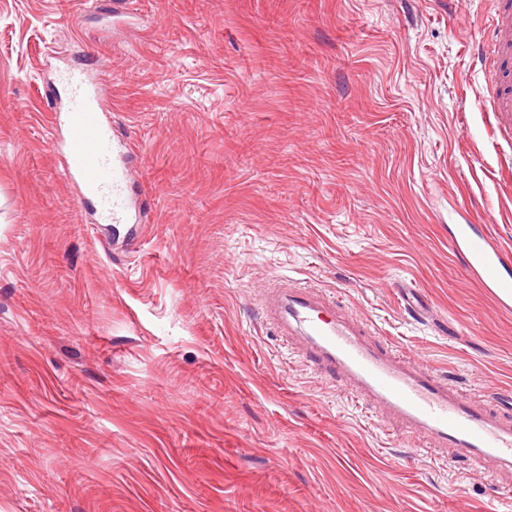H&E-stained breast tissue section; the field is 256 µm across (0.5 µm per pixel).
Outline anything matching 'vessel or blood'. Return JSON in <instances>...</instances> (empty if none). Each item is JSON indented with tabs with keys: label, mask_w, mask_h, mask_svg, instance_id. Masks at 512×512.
<instances>
[{
	"label": "vessel or blood",
	"mask_w": 512,
	"mask_h": 512,
	"mask_svg": "<svg viewBox=\"0 0 512 512\" xmlns=\"http://www.w3.org/2000/svg\"><path fill=\"white\" fill-rule=\"evenodd\" d=\"M489 38L479 47L486 75L484 108L491 130H512V0H492ZM52 87L65 94L53 106L49 145L63 157L62 173L78 189L76 203L99 222L127 224L126 249L141 240V214L125 192L136 154L112 137V115L96 72L76 66L57 70ZM449 244L500 307L512 305V248L489 226L457 224ZM264 308L281 335L300 334L306 360L350 393L379 409L407 433L438 448L454 449L476 469L512 468V421L488 411L418 362L372 344L364 325L349 321L317 291L280 284L263 292Z\"/></svg>",
	"instance_id": "b4317fda"
}]
</instances>
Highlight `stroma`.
I'll return each mask as SVG.
<instances>
[{"mask_svg": "<svg viewBox=\"0 0 512 512\" xmlns=\"http://www.w3.org/2000/svg\"><path fill=\"white\" fill-rule=\"evenodd\" d=\"M0 0V512H512L274 331L325 291L512 419V313L452 224L512 247V135L475 62L491 0ZM96 69L155 196L114 259L48 145Z\"/></svg>", "mask_w": 512, "mask_h": 512, "instance_id": "1", "label": "stroma"}]
</instances>
